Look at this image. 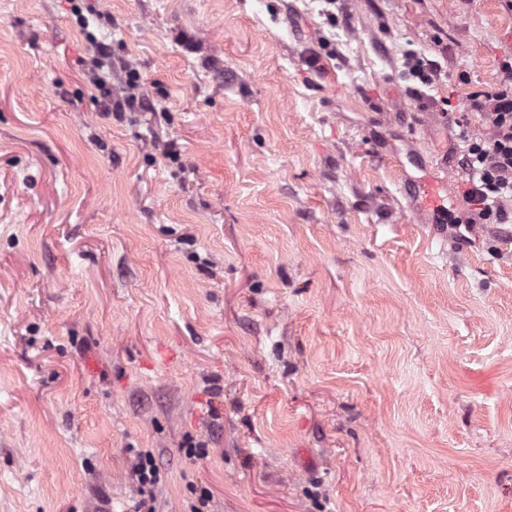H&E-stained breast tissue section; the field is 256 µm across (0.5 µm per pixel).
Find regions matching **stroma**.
<instances>
[{"label": "stroma", "mask_w": 512, "mask_h": 512, "mask_svg": "<svg viewBox=\"0 0 512 512\" xmlns=\"http://www.w3.org/2000/svg\"><path fill=\"white\" fill-rule=\"evenodd\" d=\"M510 54L507 0H0V512H132L140 450L156 512H512V224L400 191L465 220ZM441 72L440 64L435 60L424 57H417L411 66V74L423 86H430L434 83ZM444 183V180L421 178L405 181L402 190L405 195L415 198L421 208L432 211L436 224H445L447 213L442 203L443 198L439 194ZM136 484L134 512H156V490L161 476L160 468L150 451H141L132 468Z\"/></svg>", "instance_id": "1"}]
</instances>
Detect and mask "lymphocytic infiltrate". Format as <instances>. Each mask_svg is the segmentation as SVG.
Here are the masks:
<instances>
[{
  "label": "lymphocytic infiltrate",
  "instance_id": "1",
  "mask_svg": "<svg viewBox=\"0 0 512 512\" xmlns=\"http://www.w3.org/2000/svg\"><path fill=\"white\" fill-rule=\"evenodd\" d=\"M499 71V89L473 95L468 103L469 109L481 113L485 134L460 135L458 164L468 175L463 201L482 224L512 223V56L500 61ZM132 475L137 493L134 512H156L161 476L152 452H139Z\"/></svg>",
  "mask_w": 512,
  "mask_h": 512
}]
</instances>
